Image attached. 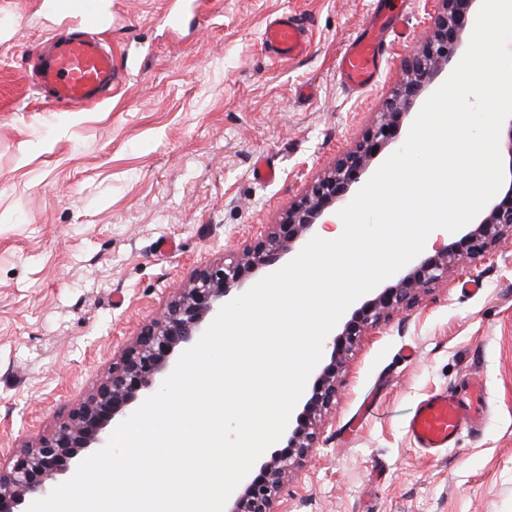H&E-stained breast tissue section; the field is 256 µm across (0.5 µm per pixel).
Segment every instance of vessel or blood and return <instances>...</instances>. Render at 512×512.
Returning a JSON list of instances; mask_svg holds the SVG:
<instances>
[{
    "mask_svg": "<svg viewBox=\"0 0 512 512\" xmlns=\"http://www.w3.org/2000/svg\"><path fill=\"white\" fill-rule=\"evenodd\" d=\"M42 8L56 21L72 26L73 32L37 48L36 86L62 106L98 103L117 79L112 52L103 41L112 27V0H42ZM404 37L396 14L373 11L367 27L348 38L336 58L341 82L354 92L370 87L378 77L386 48ZM263 42L281 59H297L308 49L303 24L289 14L267 25ZM474 421L470 405L455 392L446 391L421 402L409 417L407 430L417 448L436 453L452 447Z\"/></svg>",
    "mask_w": 512,
    "mask_h": 512,
    "instance_id": "vessel-or-blood-1",
    "label": "vessel or blood"
}]
</instances>
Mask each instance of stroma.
<instances>
[{
	"label": "stroma",
	"mask_w": 512,
	"mask_h": 512,
	"mask_svg": "<svg viewBox=\"0 0 512 512\" xmlns=\"http://www.w3.org/2000/svg\"><path fill=\"white\" fill-rule=\"evenodd\" d=\"M375 0H203L167 28V0H112L105 40L122 79L74 111L43 98L29 53L57 32L40 0H0V463L51 435L191 274L280 223L353 149L433 31L405 0L407 40L348 91L336 57ZM302 19L307 55L276 58L267 23ZM276 171L253 175L257 160ZM462 280L362 337L323 417L324 442L288 477L279 512H512V240ZM483 377L479 433L433 455L407 420Z\"/></svg>",
	"instance_id": "35a3bbf8"
}]
</instances>
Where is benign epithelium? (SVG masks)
Instances as JSON below:
<instances>
[{
    "label": "benign epithelium",
    "mask_w": 512,
    "mask_h": 512,
    "mask_svg": "<svg viewBox=\"0 0 512 512\" xmlns=\"http://www.w3.org/2000/svg\"><path fill=\"white\" fill-rule=\"evenodd\" d=\"M434 29L419 52L406 60L393 97L356 147L336 161L288 210L267 235L246 245L220 264L194 271L188 285L126 347L96 391L49 437L22 448L6 467L0 466V512H21L26 497L47 490V480L64 476L80 452L98 448L108 427L126 419L147 395L179 350L190 345L207 317L219 312L232 290H240L249 274L273 267L310 237L318 219L347 198L374 159L395 139L415 101L440 76L463 41L464 22L481 0H435ZM506 181L485 210L466 228L448 233V243L410 266L391 286L356 309L341 332L328 342L329 362L301 397V410L290 418L285 446L254 465L243 487L232 493L225 512H275L288 473L322 442V416L335 404L338 377L348 354L366 333L395 313L415 307L420 295L448 281V274L470 272L492 257L502 240L512 237V117L503 142Z\"/></svg>",
    "instance_id": "benign-epithelium-1"
}]
</instances>
